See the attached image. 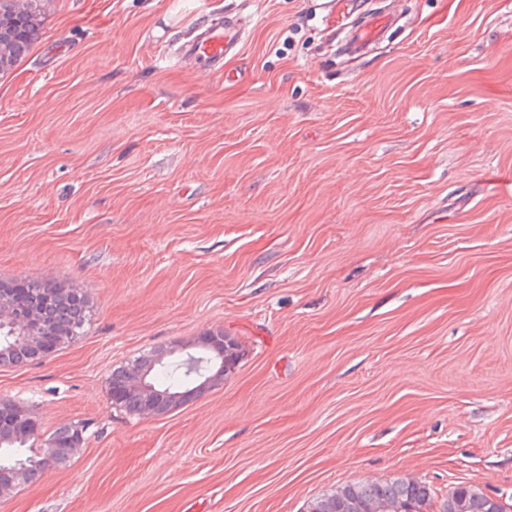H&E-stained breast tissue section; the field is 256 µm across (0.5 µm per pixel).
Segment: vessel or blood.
Wrapping results in <instances>:
<instances>
[{
  "label": "vessel or blood",
  "instance_id": "b4317fda",
  "mask_svg": "<svg viewBox=\"0 0 512 512\" xmlns=\"http://www.w3.org/2000/svg\"><path fill=\"white\" fill-rule=\"evenodd\" d=\"M387 16L372 17L356 32L350 42L351 52L357 53L374 41L386 27ZM245 40L244 28L237 20L227 18L217 25L207 26L202 32L194 34L181 45L184 57L203 61L208 70L221 71L226 57L237 54Z\"/></svg>",
  "mask_w": 512,
  "mask_h": 512
}]
</instances>
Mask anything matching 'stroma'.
<instances>
[{
	"label": "stroma",
	"mask_w": 512,
	"mask_h": 512,
	"mask_svg": "<svg viewBox=\"0 0 512 512\" xmlns=\"http://www.w3.org/2000/svg\"><path fill=\"white\" fill-rule=\"evenodd\" d=\"M42 8L0 72V282L79 289L91 320L0 365V400L86 431L0 512H306L410 477L512 501V0ZM227 16L223 72L177 58ZM213 330L244 350L222 383L113 405L115 366ZM389 18L384 15L372 17L360 30L356 32L349 42V53H358L374 41L380 32L386 27Z\"/></svg>",
	"instance_id": "obj_1"
}]
</instances>
